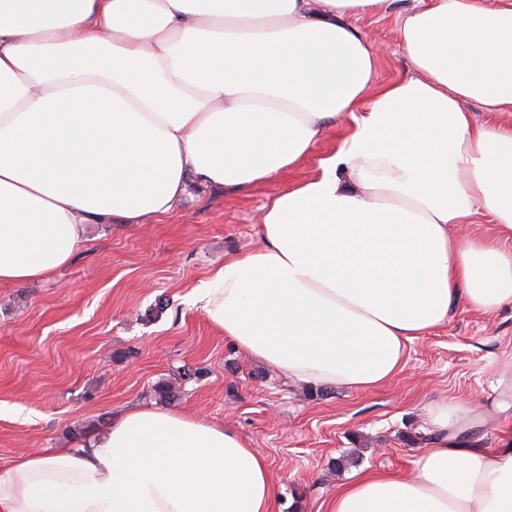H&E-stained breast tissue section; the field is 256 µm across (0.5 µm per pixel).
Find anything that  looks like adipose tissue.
Masks as SVG:
<instances>
[{"label":"adipose tissue","instance_id":"ef3b65f1","mask_svg":"<svg viewBox=\"0 0 512 512\" xmlns=\"http://www.w3.org/2000/svg\"><path fill=\"white\" fill-rule=\"evenodd\" d=\"M389 0H0V285L70 263L88 224L176 211L189 182L313 176L264 206L259 248L193 291L244 354L302 385L367 390L464 300L512 305V0H416L412 70L378 86L358 22ZM489 113L476 122L469 104ZM490 235H456L460 224ZM427 407L409 468L354 473L330 512H512V431ZM267 459L233 428L131 406L77 448L0 468V512H272Z\"/></svg>","mask_w":512,"mask_h":512}]
</instances>
